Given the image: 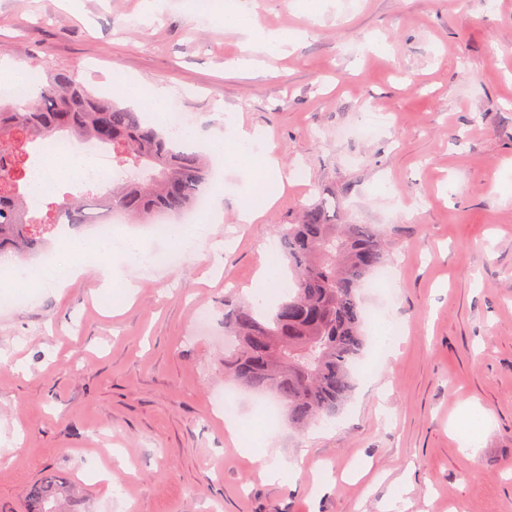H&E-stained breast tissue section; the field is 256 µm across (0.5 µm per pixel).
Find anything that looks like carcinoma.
Segmentation results:
<instances>
[{"mask_svg":"<svg viewBox=\"0 0 512 512\" xmlns=\"http://www.w3.org/2000/svg\"><path fill=\"white\" fill-rule=\"evenodd\" d=\"M52 135L111 149L130 177L113 182L104 198L90 185L79 198L54 193L33 206L25 188L29 149ZM211 177L207 155L170 141L67 70L46 67L25 99L0 100V251L22 255L48 244L56 224L75 228L109 213L164 225L194 208ZM277 234L293 291L267 312L240 305L224 315L232 338L224 372L274 399L288 424L304 429L336 415L353 388L368 343L358 289L388 254L374 225L336 223L324 198ZM76 500L71 485L50 475L32 492L28 512H72Z\"/></svg>","mask_w":512,"mask_h":512,"instance_id":"1","label":"carcinoma"}]
</instances>
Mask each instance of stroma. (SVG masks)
Returning <instances> with one entry per match:
<instances>
[{
	"label": "stroma",
	"mask_w": 512,
	"mask_h": 512,
	"mask_svg": "<svg viewBox=\"0 0 512 512\" xmlns=\"http://www.w3.org/2000/svg\"><path fill=\"white\" fill-rule=\"evenodd\" d=\"M0 0V57L71 69L131 106L165 89L199 150L233 115L260 129L285 184L238 216L254 161L225 148L198 254L118 271L119 313L88 263L20 304L0 288V512H25L45 473L88 512H512V12L504 0H260L257 22L294 33L262 70L233 66L245 33L188 0ZM358 126L365 136H352ZM305 172L292 179L293 169ZM336 194V221L373 224L390 280L366 313L398 325L368 344L335 421L276 416L260 447L226 429L224 309L254 301L281 224ZM210 330L196 332L198 310ZM475 412L461 445L452 423ZM276 450L294 474L272 482ZM111 472L96 480L93 469Z\"/></svg>",
	"instance_id": "obj_1"
}]
</instances>
